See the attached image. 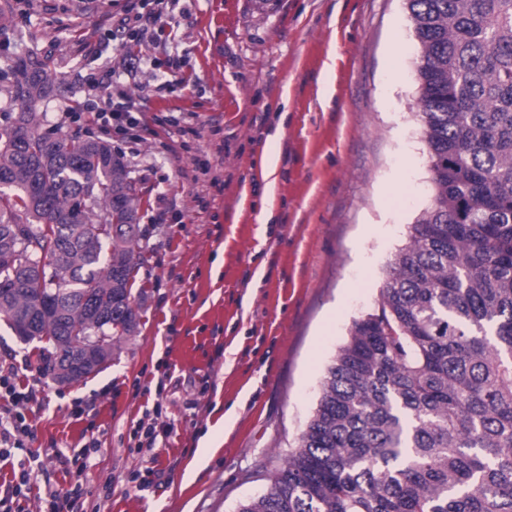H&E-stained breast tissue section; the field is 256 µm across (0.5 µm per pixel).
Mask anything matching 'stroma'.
Here are the masks:
<instances>
[{"label":"stroma","instance_id":"obj_1","mask_svg":"<svg viewBox=\"0 0 512 512\" xmlns=\"http://www.w3.org/2000/svg\"><path fill=\"white\" fill-rule=\"evenodd\" d=\"M126 0H9L0 70L51 60L61 80L42 130L101 138L142 198L138 325L110 361L60 386L39 342L0 322V364L35 384V436L0 460V486L38 463V488L79 486L77 512H237L295 451L354 318L376 309L394 254L432 199L415 115L421 52L407 0H179L145 39L118 28ZM183 61L171 85L154 76ZM120 74L136 127L103 130L91 77ZM277 158L274 181L263 154ZM223 306L224 318L210 310ZM211 336L209 365L174 367L186 329ZM155 427L152 447L139 426ZM87 466L73 455L87 438ZM157 473L148 486L140 479Z\"/></svg>","mask_w":512,"mask_h":512}]
</instances>
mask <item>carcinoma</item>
Here are the masks:
<instances>
[{"label":"carcinoma","mask_w":512,"mask_h":512,"mask_svg":"<svg viewBox=\"0 0 512 512\" xmlns=\"http://www.w3.org/2000/svg\"><path fill=\"white\" fill-rule=\"evenodd\" d=\"M433 196L353 321L298 448L238 512H512V0H408ZM0 318L45 374L133 332L139 192L40 132L55 70L0 72Z\"/></svg>","instance_id":"cac0c4a2"}]
</instances>
